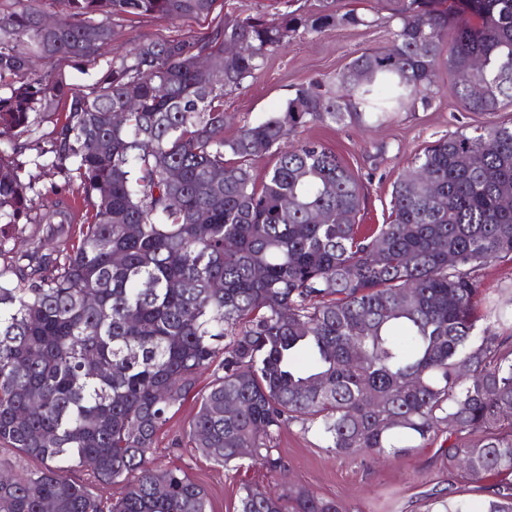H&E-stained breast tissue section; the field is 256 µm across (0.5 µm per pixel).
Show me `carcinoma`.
<instances>
[{
    "label": "carcinoma",
    "instance_id": "obj_1",
    "mask_svg": "<svg viewBox=\"0 0 512 512\" xmlns=\"http://www.w3.org/2000/svg\"><path fill=\"white\" fill-rule=\"evenodd\" d=\"M37 2L0 12V142L12 151H0V224L35 226L20 251L0 237V447L43 468H0V512H211L184 471L149 465L203 371L213 379L186 433L218 466L277 470V438L297 425L339 457L370 460L443 434L448 475L512 474V327L477 332L478 272L512 262V121L425 147L414 176L394 181L388 218L366 230L364 186L343 159L312 139L285 146L309 125L429 107L444 66L468 111H498L512 101V0H465V25L444 0H377L394 24L386 45L232 138L225 92L299 30L368 18L349 0L227 14L199 35L139 44L84 93L39 63L94 61L114 17L206 18L217 0H61L50 31ZM226 42L239 47L231 57ZM202 54L221 60L223 83L197 68ZM60 103L65 120L36 158L51 154L81 191L76 229L53 222L67 217L59 207L34 209L21 179L20 135ZM226 401L234 414H217ZM82 468L122 495L104 507L71 476ZM486 495L478 512H512L511 483ZM236 512L348 509L304 485L278 495L243 483Z\"/></svg>",
    "mask_w": 512,
    "mask_h": 512
}]
</instances>
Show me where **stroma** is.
I'll return each mask as SVG.
<instances>
[{"label":"stroma","instance_id":"35a3bbf8","mask_svg":"<svg viewBox=\"0 0 512 512\" xmlns=\"http://www.w3.org/2000/svg\"><path fill=\"white\" fill-rule=\"evenodd\" d=\"M317 6L318 0H217L213 13L205 19L117 17L112 21V35L94 63L62 59L53 68L73 88L87 93L113 60L139 43L200 34L228 11L271 16L294 10L311 13ZM356 6L368 16L370 26L333 29L318 35L297 32L285 47L271 55L264 68L247 78L239 89L226 93L225 136H233L243 123L278 111L297 87L310 79L335 74L355 53L385 45L391 30L386 11L378 9L376 0H357ZM455 81V76L441 72L431 108L399 113L370 130L356 123L308 129V136L335 151L362 181L365 203L361 223L374 225L387 219L396 177L431 142L455 132L468 133L480 126L512 119V103L493 114L466 111L454 97ZM22 178L40 192L44 205L78 196L76 186L66 185L62 175L32 164L26 166ZM479 283V309L485 314L479 327L494 333L499 331L501 322L512 320V263L486 266L479 273ZM195 412L194 398H187L160 430L151 465L161 470H184L206 489L212 512H235L237 490L244 482L278 493L287 492L294 485H306L322 496L342 501L349 512H426L431 499L447 496L452 490L474 508L480 507L485 499L484 493L475 491L473 485L449 483L440 467L437 444L369 467L358 459L336 456L318 435L301 433L295 427L280 437L281 470L272 473L256 464L228 471L187 445L184 430Z\"/></svg>","mask_w":512,"mask_h":512}]
</instances>
